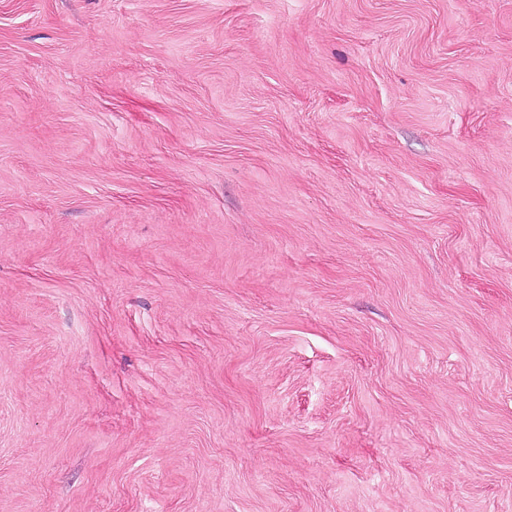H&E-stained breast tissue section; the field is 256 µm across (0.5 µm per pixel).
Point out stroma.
I'll use <instances>...</instances> for the list:
<instances>
[{"mask_svg": "<svg viewBox=\"0 0 512 512\" xmlns=\"http://www.w3.org/2000/svg\"><path fill=\"white\" fill-rule=\"evenodd\" d=\"M0 512H512V0H0Z\"/></svg>", "mask_w": 512, "mask_h": 512, "instance_id": "stroma-1", "label": "stroma"}]
</instances>
